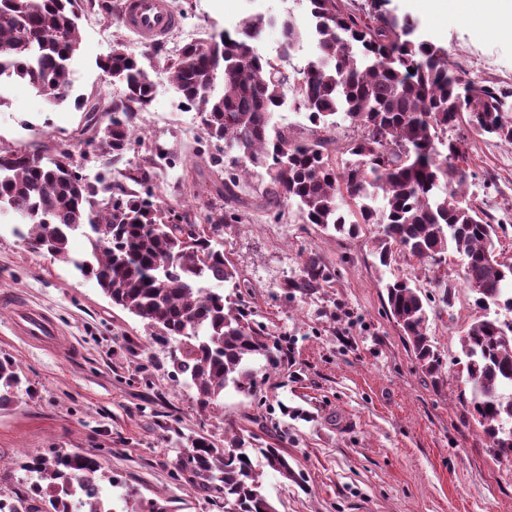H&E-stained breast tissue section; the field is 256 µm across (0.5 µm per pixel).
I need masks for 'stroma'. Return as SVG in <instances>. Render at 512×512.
I'll return each instance as SVG.
<instances>
[{
	"instance_id": "stroma-1",
	"label": "stroma",
	"mask_w": 512,
	"mask_h": 512,
	"mask_svg": "<svg viewBox=\"0 0 512 512\" xmlns=\"http://www.w3.org/2000/svg\"><path fill=\"white\" fill-rule=\"evenodd\" d=\"M172 2L179 30L199 38L255 13L295 18L301 50L289 60V73L315 53L305 0ZM388 8L447 48L461 75L512 88V34L479 27L461 13L419 12L412 0H390ZM78 25L69 98L53 104L27 81L10 80L0 91V147L76 149L85 122L76 99L106 104L119 95L120 85L99 67L117 32L111 15L85 0ZM127 39L154 81L139 133L175 158L168 179L152 177L147 184L180 214L202 220L224 204L217 192L224 166L211 161L216 149L202 138L198 112L185 110L168 73L157 67L161 47L143 48L132 33ZM447 135L464 139L467 197L500 225L496 252L512 263V144L475 135L464 124ZM19 225L16 216L0 215V296L44 308L62 336L52 350L28 344L13 334L11 314L0 307V357L13 359L22 379L14 401L0 408V496L28 489L29 458L83 451L101 463L112 512H141L149 500L167 512H224L222 498L176 480L174 472L187 437L200 434L220 447L229 429L254 434L253 463L277 512H512V459L495 456L478 425L463 418L470 387L458 337L475 311L455 254L444 266L453 306L431 315L427 329L442 358L435 381L406 346L384 289L406 275L436 296L432 267L405 257L380 266L370 227L352 238L301 223L291 205L244 209L223 234L242 286L227 283L222 290L254 311L285 352L274 365L253 362V393L225 391L219 408L205 412L195 387L176 374L168 349L149 344L144 323L114 307L97 282L74 267L90 249L87 238L71 234L72 260L64 263L25 247L15 233ZM310 256L332 272L331 283L289 294L287 282ZM266 447L287 455L296 481L263 469Z\"/></svg>"
}]
</instances>
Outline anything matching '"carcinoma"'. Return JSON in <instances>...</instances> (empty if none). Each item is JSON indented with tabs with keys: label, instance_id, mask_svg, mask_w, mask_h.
<instances>
[{
	"label": "carcinoma",
	"instance_id": "carcinoma-1",
	"mask_svg": "<svg viewBox=\"0 0 512 512\" xmlns=\"http://www.w3.org/2000/svg\"><path fill=\"white\" fill-rule=\"evenodd\" d=\"M370 10L347 9L344 0H307L316 35V53L299 71L298 108L314 126L331 129L342 117L362 129L345 146L353 160L336 166L329 140L302 139L275 120L286 101L290 76L266 56L255 40L267 24L259 14L242 21L232 35L222 31L185 45L174 57L158 59L170 74L181 102L195 109L204 135L222 145L232 168L224 171V196L248 207L240 182L255 177L261 205L296 206L304 224L355 236L377 228L374 257L389 267L399 256L420 265H439L448 252L462 266V281L484 315L459 336L462 371L470 385L466 412L478 423L499 457L512 456V265L499 261L495 239L500 225L481 216L465 191L469 166L461 142L444 137L448 127L467 124L478 135L512 144V115L505 112L512 89L472 79L460 94V75L448 64V50L421 38L410 19ZM81 0H0V72L28 80L46 98L71 92L69 68L79 48ZM284 42L300 39L297 22L280 21ZM99 68L121 85L105 126L96 119L101 105L81 102L86 123L79 143L116 163L141 151L142 163L105 182L80 173L70 155L0 147V214L22 218L18 235L28 248L71 262L96 280L112 305L145 322L151 343L174 350L176 373L189 379L202 410L219 406L224 391L248 392L250 364L276 361L278 342L252 319V311L225 303L224 293L207 283H233L235 269L224 255L221 234L228 215L208 213L197 224L152 193L135 187L147 171L171 164L170 152L134 133L132 106L153 98L154 82L121 35ZM86 230L89 257L69 255V236ZM329 275L318 259L302 262L287 287L302 294L320 288ZM441 310L452 307L450 280ZM387 306L422 372L435 377L441 367L427 335L431 297L415 282L385 284ZM21 383L18 367L0 357V406L11 404ZM217 448L204 436L190 440L184 454L192 467L177 466L199 491L224 498V512H276L263 494L260 472L239 434ZM264 466L286 481L295 470L278 448H262ZM91 453L32 458L25 470L36 474L27 494L0 501V512H112L105 508Z\"/></svg>",
	"mask_w": 512,
	"mask_h": 512
}]
</instances>
